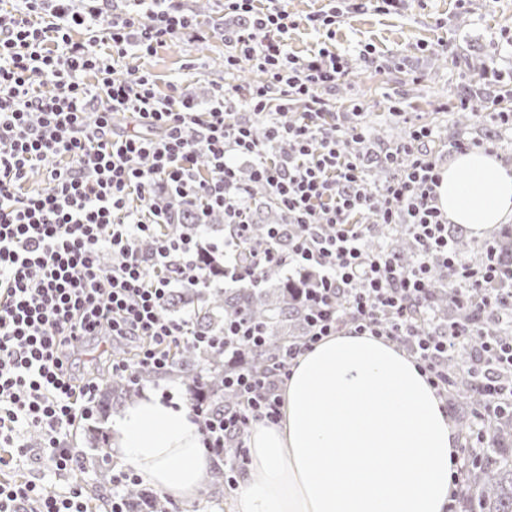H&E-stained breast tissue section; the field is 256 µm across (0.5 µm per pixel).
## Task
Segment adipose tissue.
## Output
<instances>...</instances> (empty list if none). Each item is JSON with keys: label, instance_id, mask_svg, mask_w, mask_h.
<instances>
[{"label": "adipose tissue", "instance_id": "1", "mask_svg": "<svg viewBox=\"0 0 512 512\" xmlns=\"http://www.w3.org/2000/svg\"><path fill=\"white\" fill-rule=\"evenodd\" d=\"M438 205L473 237L512 216V172L455 154ZM282 418L253 422L234 512H445L457 434L436 389L392 341L343 331L297 357ZM117 458L161 494L191 501L213 466L183 407L143 393L113 424Z\"/></svg>", "mask_w": 512, "mask_h": 512}]
</instances>
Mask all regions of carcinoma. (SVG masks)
Instances as JSON below:
<instances>
[{"label": "carcinoma", "instance_id": "1", "mask_svg": "<svg viewBox=\"0 0 512 512\" xmlns=\"http://www.w3.org/2000/svg\"><path fill=\"white\" fill-rule=\"evenodd\" d=\"M251 206L255 208V224L250 230L247 249L240 255L246 261L250 253H260L269 245L267 225H282L279 248L288 249V216L272 204L265 188L255 185L251 189ZM199 216L192 208L177 204L172 209V223L185 235L194 236L198 230ZM372 250L387 248L405 266L414 263L416 246L405 233L395 234L378 229L367 239ZM494 260L502 268L512 266V228L503 229L495 240ZM281 269L269 266L261 273L260 280L274 282L276 287L256 291L252 288L181 287L171 291L166 312L176 313L189 303L193 328L206 336L220 337L224 324L238 315H245L268 330L267 346L245 356L244 366L256 373L271 367L279 350L301 335L305 322L299 290L311 286L313 279L296 278L280 282ZM430 315H420L417 323L428 332L440 335L453 321L479 322L491 333L501 336L512 334V328L498 319L473 313L460 306L455 299L452 282L441 268L433 270ZM474 343L464 345L448 360L449 399L459 404L454 414L459 424L464 446H469V426L474 420L480 402L474 392V380L468 365L475 352ZM169 372L182 380L190 398L198 401L210 413L237 403V399L224 391V353L212 348L181 349L173 353ZM153 372L142 370L134 379L107 376L104 387L91 406V414L78 425L84 444L92 453L81 455L79 472L93 473L88 502L92 512H112V461L109 439L97 423L112 412V403L130 399ZM491 433L477 450L478 462L466 469L460 512H512V410L506 408L489 420ZM124 495L131 512H168L169 502L155 492L140 485L125 488Z\"/></svg>", "mask_w": 512, "mask_h": 512}]
</instances>
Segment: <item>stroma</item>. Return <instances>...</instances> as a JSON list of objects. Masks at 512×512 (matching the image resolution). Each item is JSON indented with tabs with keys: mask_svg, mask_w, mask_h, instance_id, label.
I'll return each mask as SVG.
<instances>
[{
	"mask_svg": "<svg viewBox=\"0 0 512 512\" xmlns=\"http://www.w3.org/2000/svg\"><path fill=\"white\" fill-rule=\"evenodd\" d=\"M210 10L200 19L211 26L207 41L183 36L151 55L119 61L117 76L138 68L152 73L160 92L170 84L188 85L199 105H206L217 91L246 86L239 72H225L226 27L236 17L225 14L224 0H208ZM214 17L222 26L211 25ZM512 34V0H401L398 8L380 13L368 8L344 15L335 26L333 44L346 54L350 74L333 93L337 111H347L352 100H363V116L369 127L364 144L374 154L388 139L393 127L388 106L400 100L417 123L434 126L441 143L458 137L481 138L476 128H460L452 121L456 92L475 83L481 98L470 107L483 112L486 100L499 97L512 76V50L493 52L494 38ZM370 45L381 56L380 67L368 66L360 57L363 45ZM494 58L495 64L482 76H475V63Z\"/></svg>",
	"mask_w": 512,
	"mask_h": 512,
	"instance_id": "1",
	"label": "stroma"
}]
</instances>
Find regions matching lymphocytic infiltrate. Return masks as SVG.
<instances>
[{
	"label": "lymphocytic infiltrate",
	"mask_w": 512,
	"mask_h": 512,
	"mask_svg": "<svg viewBox=\"0 0 512 512\" xmlns=\"http://www.w3.org/2000/svg\"><path fill=\"white\" fill-rule=\"evenodd\" d=\"M22 2L0 17V450L20 473L0 481V512H90L82 485L68 479L79 452L67 441L98 389L97 372L73 370L90 343L101 345L99 358L111 361L113 372L127 376L165 369L175 349L204 345L239 358L265 344L266 329L242 316L225 325L223 336L207 337L188 319L165 313L172 284L201 287L211 279L201 244L158 232L170 222L172 199L202 214L222 209L229 254L249 241L254 213L239 157L250 160L254 181L287 214L294 235L280 250V227L271 225L267 250L249 264H225L219 276L255 278L277 265L315 272L317 284L301 293L306 336L285 346L267 372L240 367L225 376L241 407L220 418L190 408L206 453L224 460L228 486H236L247 457L239 433L257 419L280 420V391L293 360L346 329L407 345L442 397L443 361L463 343L481 341L480 415L512 407V336L486 339L475 323H455L434 336L413 323L414 309L429 305L431 267L439 261L457 301L501 312L512 324V307L501 308L495 289L503 269L464 261L449 238L448 218L436 203L441 164L432 129L410 124L402 140L382 149L379 160L392 176L371 184L361 151L362 106L355 101L339 112L327 96L347 75L348 61L325 46L305 58L290 53L295 23L280 0H224L225 9L249 19L225 33L231 50L224 68L248 61L260 78L202 109L179 84L162 94L152 75L133 69L119 78L112 65L153 53L188 30L204 37V25L173 0H128L113 15L109 0H84L80 8L75 0ZM76 26L104 27L107 52L97 51L94 40L73 39ZM88 73L94 84L84 83ZM42 81L51 91L39 89ZM296 104L300 115L289 117ZM119 114L132 129L115 125ZM259 125L266 137L256 135ZM279 141L294 147L282 161L271 156ZM200 154L211 163L205 175L195 166ZM40 165L46 188L24 193ZM401 213L419 254L408 268L388 249L365 247L376 227L396 225ZM147 239L148 253L141 249ZM34 432L41 435L36 447L27 439ZM41 459L63 487L25 478Z\"/></svg>",
	"instance_id": "f902f5d3"
}]
</instances>
